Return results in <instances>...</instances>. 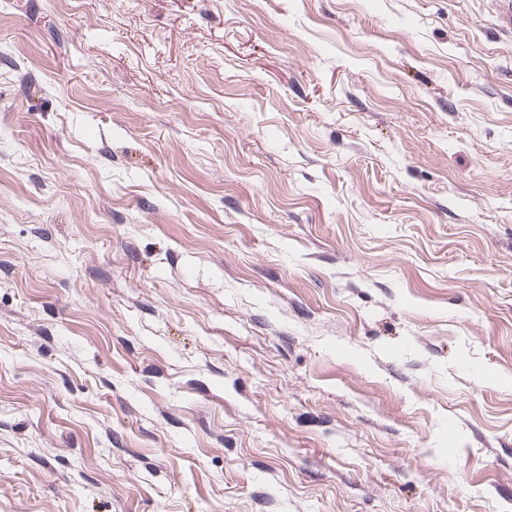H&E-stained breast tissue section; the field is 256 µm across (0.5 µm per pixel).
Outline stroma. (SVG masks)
<instances>
[{
	"mask_svg": "<svg viewBox=\"0 0 512 512\" xmlns=\"http://www.w3.org/2000/svg\"><path fill=\"white\" fill-rule=\"evenodd\" d=\"M0 512H512L500 0H0Z\"/></svg>",
	"mask_w": 512,
	"mask_h": 512,
	"instance_id": "stroma-1",
	"label": "stroma"
}]
</instances>
